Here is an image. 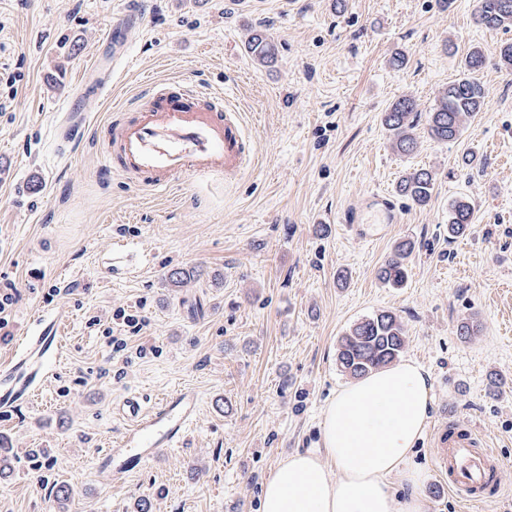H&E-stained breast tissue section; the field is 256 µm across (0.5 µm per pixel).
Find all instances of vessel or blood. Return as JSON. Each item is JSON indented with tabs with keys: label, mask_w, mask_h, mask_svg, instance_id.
Segmentation results:
<instances>
[{
	"label": "vessel or blood",
	"mask_w": 512,
	"mask_h": 512,
	"mask_svg": "<svg viewBox=\"0 0 512 512\" xmlns=\"http://www.w3.org/2000/svg\"><path fill=\"white\" fill-rule=\"evenodd\" d=\"M140 11L128 9L108 22L112 41L109 77L96 94L108 93L111 79L128 67L124 35L142 23ZM85 115L76 102H68L57 126L56 137L71 144L84 129ZM112 168L133 177L150 192L170 190L186 174L197 180L237 179L251 161V140L239 111L220 91L204 92L177 80H161L135 102L131 117L113 122ZM401 210L387 194H376L345 213L349 226L396 224ZM58 325L47 316L36 319V329L24 336L14 358L0 364L9 372L26 365L35 351L46 350ZM199 408L196 392L182 390L153 404L139 396L124 397L119 411L128 426L108 448L94 458L99 470L113 480L125 479L154 458L159 449L182 444ZM502 461L475 427L449 421L438 438L436 473L462 499L485 505L498 494Z\"/></svg>",
	"instance_id": "obj_1"
}]
</instances>
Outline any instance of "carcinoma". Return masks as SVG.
Here are the masks:
<instances>
[{"label":"carcinoma","mask_w":512,"mask_h":512,"mask_svg":"<svg viewBox=\"0 0 512 512\" xmlns=\"http://www.w3.org/2000/svg\"><path fill=\"white\" fill-rule=\"evenodd\" d=\"M474 22L489 30L512 27V0H477L473 12ZM248 52L260 63H271L276 58V47L264 32L253 30L246 42ZM487 60L485 51L474 47L459 64V74L448 82L439 93L437 106L429 113L428 133L436 141L459 138L482 111L487 97L478 73ZM415 102L402 97L384 113L383 124L393 136L394 148L409 153L415 147L414 124L411 115ZM435 174L424 168L405 172L399 179L396 191L419 206L431 198ZM474 207L466 198L452 202L448 213V232L461 235L473 223ZM410 243H399L393 255L377 273L378 280L391 288L403 286L407 279L406 259L413 252ZM406 332L399 316L391 311H381L352 325L339 339L337 362L341 370L353 378L388 365L395 361L406 346Z\"/></svg>","instance_id":"1"}]
</instances>
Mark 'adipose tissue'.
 Returning <instances> with one entry per match:
<instances>
[{
  "label": "adipose tissue",
  "instance_id": "1",
  "mask_svg": "<svg viewBox=\"0 0 512 512\" xmlns=\"http://www.w3.org/2000/svg\"><path fill=\"white\" fill-rule=\"evenodd\" d=\"M431 401L428 378L412 361L346 384L324 412V455H288L262 485L260 512H428L413 456ZM396 474L405 496L389 482Z\"/></svg>",
  "mask_w": 512,
  "mask_h": 512
}]
</instances>
